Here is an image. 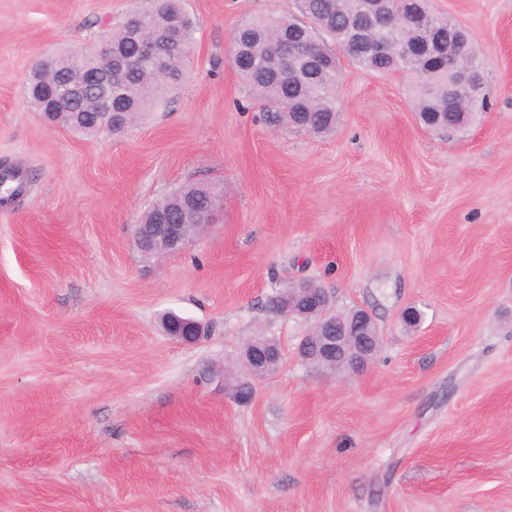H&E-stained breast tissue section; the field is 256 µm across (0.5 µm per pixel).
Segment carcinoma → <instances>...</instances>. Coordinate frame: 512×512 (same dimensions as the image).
<instances>
[{
    "label": "carcinoma",
    "instance_id": "carcinoma-1",
    "mask_svg": "<svg viewBox=\"0 0 512 512\" xmlns=\"http://www.w3.org/2000/svg\"><path fill=\"white\" fill-rule=\"evenodd\" d=\"M297 14L257 16L241 22L235 29L234 42L238 46L239 63L246 71V82L253 95L269 110L292 128L314 135H327L335 131L339 121V98L336 87L340 77V58L343 53L354 64L368 71L388 76L396 75L411 82L415 108L420 122L434 131L460 132L475 122L489 102L482 97L478 102L462 95L448 98V75L455 55L447 61L432 57L419 50L413 57L399 62L393 56L380 52L379 43L405 40L412 44L428 32L441 35L448 32V15L433 10L430 0H409L410 8L423 10V28L414 30L402 23L388 35L374 34L369 48L354 46L352 22L359 0H293ZM168 28L179 31L173 44L165 74H160L148 62L145 53L152 49L162 32ZM301 46L308 60L318 64L332 61L333 66L316 68L311 76L300 80L285 68L281 56L288 53L291 43ZM194 44V24L182 6V0H154L148 10L130 14L123 25L112 32V54L125 63L122 83L112 91V111L124 116L113 119V125L124 129L138 116L151 111L163 93L181 85L183 70ZM60 67L44 72V79L29 84L31 104L44 112V98L51 95L66 78L83 73L87 60L77 53H57ZM91 120L88 103L70 109L60 123L84 136L96 131L87 128ZM217 194L214 187L191 183L177 188L155 202L142 216L141 223L148 227L158 215L164 213L176 218L178 206L193 202L204 211L209 196ZM289 283L278 288L266 300L272 313L285 309Z\"/></svg>",
    "mask_w": 512,
    "mask_h": 512
}]
</instances>
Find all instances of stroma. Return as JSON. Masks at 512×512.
<instances>
[{
	"instance_id": "stroma-1",
	"label": "stroma",
	"mask_w": 512,
	"mask_h": 512,
	"mask_svg": "<svg viewBox=\"0 0 512 512\" xmlns=\"http://www.w3.org/2000/svg\"><path fill=\"white\" fill-rule=\"evenodd\" d=\"M433 4L485 59L466 134L346 59L335 132L288 128L231 50L289 0H183L184 84L87 138L32 108L29 70L147 0H0V160L31 175L0 206V512H512V0ZM190 182L223 190L205 233L139 253L134 225ZM301 278L373 314L362 371L301 361L306 324L266 311ZM168 310L207 336H165ZM261 336L282 361L242 405L222 369Z\"/></svg>"
}]
</instances>
